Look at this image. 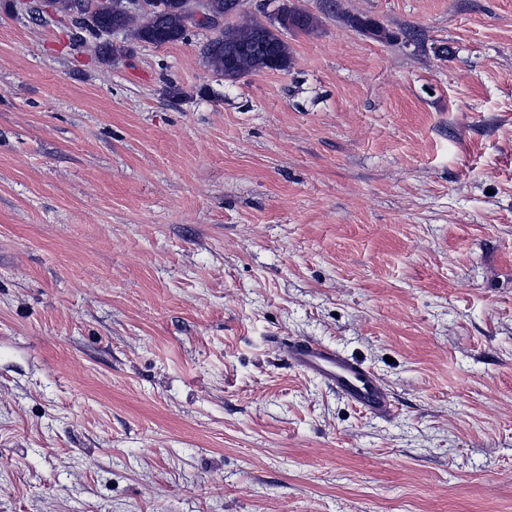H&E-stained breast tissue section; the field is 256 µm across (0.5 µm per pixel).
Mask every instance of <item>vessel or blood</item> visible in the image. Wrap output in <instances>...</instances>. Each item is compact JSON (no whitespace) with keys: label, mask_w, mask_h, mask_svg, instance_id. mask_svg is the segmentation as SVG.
Instances as JSON below:
<instances>
[{"label":"vessel or blood","mask_w":512,"mask_h":512,"mask_svg":"<svg viewBox=\"0 0 512 512\" xmlns=\"http://www.w3.org/2000/svg\"><path fill=\"white\" fill-rule=\"evenodd\" d=\"M286 352L298 370L321 379L336 394L366 412L388 417L394 405L373 371L361 361L314 340H290Z\"/></svg>","instance_id":"1"}]
</instances>
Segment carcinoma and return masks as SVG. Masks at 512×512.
<instances>
[{
    "label": "carcinoma",
    "instance_id": "carcinoma-1",
    "mask_svg": "<svg viewBox=\"0 0 512 512\" xmlns=\"http://www.w3.org/2000/svg\"><path fill=\"white\" fill-rule=\"evenodd\" d=\"M51 7L58 15L54 23L62 25L63 18L87 10V0H51ZM206 9L211 14L231 18L241 13L238 0H207ZM319 11L316 15L284 0L282 15L275 20L258 17L244 23L229 20L216 30L215 37L205 46L204 55L217 74L231 81L249 73L287 71L294 58L288 43L280 37L281 31L315 32L320 16H334L339 12L338 0H324ZM344 20L379 41L390 39L385 29L368 18L346 14ZM202 27L203 24L190 21L187 0H150L148 8L140 11L130 9L128 0H109L107 9L93 18L84 36H75L72 41L79 45L95 43L99 59L108 64L114 52L100 39L114 29L129 31L143 43L164 45L185 42Z\"/></svg>",
    "mask_w": 512,
    "mask_h": 512
}]
</instances>
